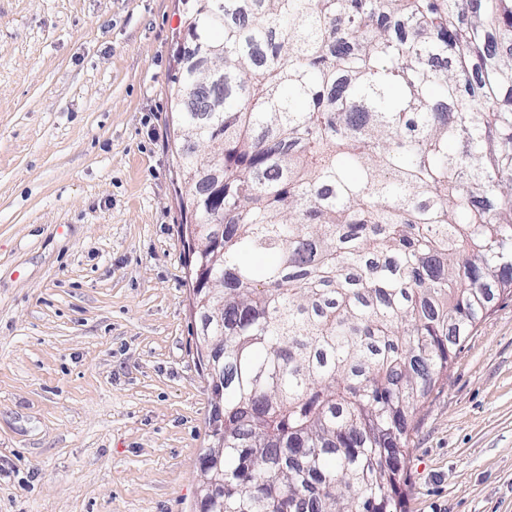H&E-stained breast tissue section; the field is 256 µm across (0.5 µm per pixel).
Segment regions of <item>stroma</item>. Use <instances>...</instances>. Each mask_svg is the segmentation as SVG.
<instances>
[{"label": "stroma", "instance_id": "stroma-1", "mask_svg": "<svg viewBox=\"0 0 512 512\" xmlns=\"http://www.w3.org/2000/svg\"><path fill=\"white\" fill-rule=\"evenodd\" d=\"M182 35L181 0H0V512L199 510ZM408 448L404 512H512V298Z\"/></svg>", "mask_w": 512, "mask_h": 512}]
</instances>
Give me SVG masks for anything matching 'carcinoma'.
Returning <instances> with one entry per match:
<instances>
[{"instance_id": "carcinoma-1", "label": "carcinoma", "mask_w": 512, "mask_h": 512, "mask_svg": "<svg viewBox=\"0 0 512 512\" xmlns=\"http://www.w3.org/2000/svg\"><path fill=\"white\" fill-rule=\"evenodd\" d=\"M174 111L224 223L223 512H402L417 414L512 297V0H193ZM220 173L212 198L197 184Z\"/></svg>"}]
</instances>
